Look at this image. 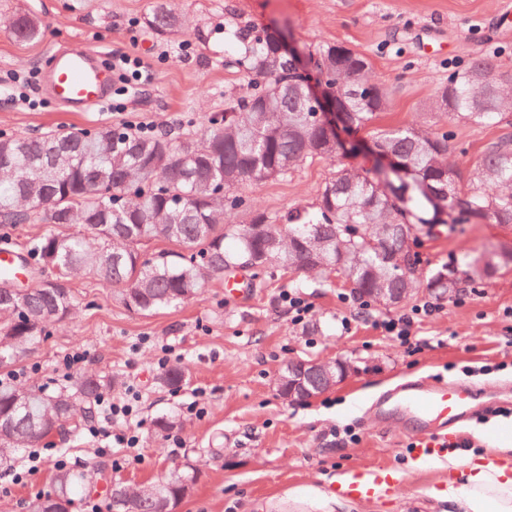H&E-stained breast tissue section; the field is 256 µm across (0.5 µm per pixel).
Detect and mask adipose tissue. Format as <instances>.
I'll return each instance as SVG.
<instances>
[{
	"label": "adipose tissue",
	"instance_id": "obj_1",
	"mask_svg": "<svg viewBox=\"0 0 512 512\" xmlns=\"http://www.w3.org/2000/svg\"><path fill=\"white\" fill-rule=\"evenodd\" d=\"M453 476L440 494L456 512H512V445L449 456Z\"/></svg>",
	"mask_w": 512,
	"mask_h": 512
}]
</instances>
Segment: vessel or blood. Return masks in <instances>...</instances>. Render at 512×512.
<instances>
[{
	"label": "vessel or blood",
	"instance_id": "1",
	"mask_svg": "<svg viewBox=\"0 0 512 512\" xmlns=\"http://www.w3.org/2000/svg\"><path fill=\"white\" fill-rule=\"evenodd\" d=\"M98 58V53L82 47L55 51L41 77L45 94L71 112L104 104L110 96L112 75ZM382 403L406 409L420 422L418 440L412 447L415 457L439 461L448 456L454 427L477 409L472 387L455 381H409L387 393ZM397 483L393 468H354L338 491L357 500H378L392 494Z\"/></svg>",
	"mask_w": 512,
	"mask_h": 512
}]
</instances>
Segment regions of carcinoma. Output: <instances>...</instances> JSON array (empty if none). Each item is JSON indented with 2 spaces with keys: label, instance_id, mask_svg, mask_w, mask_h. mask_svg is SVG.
<instances>
[{
  "label": "carcinoma",
  "instance_id": "carcinoma-1",
  "mask_svg": "<svg viewBox=\"0 0 512 512\" xmlns=\"http://www.w3.org/2000/svg\"><path fill=\"white\" fill-rule=\"evenodd\" d=\"M148 23L166 36L188 29L160 0ZM8 25L22 41L42 33L41 21L29 14L13 15ZM230 48L238 70L253 79V91L228 97L202 134L112 126L39 135L0 131V224L52 227L25 245L38 285H0V368L23 355L46 324L71 317L73 280L84 271L115 287L124 307L137 314L177 307L208 280L239 270L256 279L276 267L326 278L342 273L361 298L371 301L377 292L403 301L415 288L417 260L409 249L415 225L512 224V139L487 149L464 190L450 161L451 136L421 124L379 130L372 138L411 172L412 188L393 174L340 167L312 210L286 217L254 210L249 224L232 223L250 208L241 185L286 177L307 162L336 156L338 147L307 104L296 64L278 52L274 33L245 26ZM316 55L325 86L344 94V123L368 128L388 105L369 74L370 61L340 43L323 44ZM432 110L497 123L512 115V74L476 60L438 86ZM153 240L174 249L147 257L142 247ZM511 262L496 250L465 254L435 271L428 287L450 297L462 283ZM111 386L112 380L90 373L55 392L0 387V462L92 418L99 394ZM192 480L183 473L135 491L116 482L112 512H171ZM54 485L35 499L32 512H66L84 487L70 470L58 471Z\"/></svg>",
  "mask_w": 512,
  "mask_h": 512
}]
</instances>
